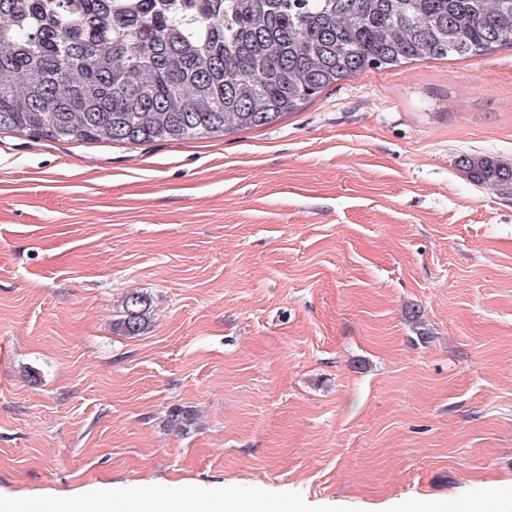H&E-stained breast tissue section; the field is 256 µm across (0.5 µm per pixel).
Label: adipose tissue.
<instances>
[{
    "instance_id": "ef3b65f1",
    "label": "adipose tissue",
    "mask_w": 512,
    "mask_h": 512,
    "mask_svg": "<svg viewBox=\"0 0 512 512\" xmlns=\"http://www.w3.org/2000/svg\"><path fill=\"white\" fill-rule=\"evenodd\" d=\"M152 500V495L138 492L91 495L78 504L62 498L43 504L41 512H264L256 497L244 500L218 495H170L162 509L154 507Z\"/></svg>"
}]
</instances>
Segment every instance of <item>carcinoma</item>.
I'll list each match as a JSON object with an SVG mask.
<instances>
[{
	"mask_svg": "<svg viewBox=\"0 0 512 512\" xmlns=\"http://www.w3.org/2000/svg\"><path fill=\"white\" fill-rule=\"evenodd\" d=\"M512 49V0H0V130L143 144L273 123L366 69ZM512 189V167L466 157ZM126 296L116 327H145Z\"/></svg>",
	"mask_w": 512,
	"mask_h": 512,
	"instance_id": "carcinoma-1",
	"label": "carcinoma"
}]
</instances>
